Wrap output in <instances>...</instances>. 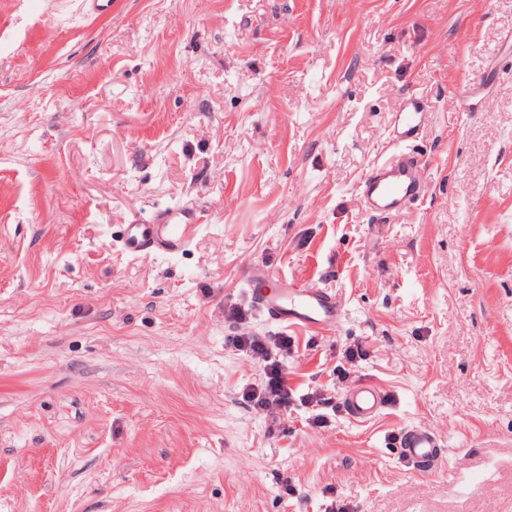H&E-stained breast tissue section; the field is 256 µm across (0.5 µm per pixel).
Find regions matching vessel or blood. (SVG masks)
I'll return each instance as SVG.
<instances>
[{
    "label": "vessel or blood",
    "instance_id": "vessel-or-blood-1",
    "mask_svg": "<svg viewBox=\"0 0 512 512\" xmlns=\"http://www.w3.org/2000/svg\"><path fill=\"white\" fill-rule=\"evenodd\" d=\"M429 110V104L417 95L404 98L390 129V140L397 148L393 160L372 166L360 181L359 198L365 211L385 218L425 196L427 180L420 159L409 145L422 134ZM196 227V215L190 209L160 210L125 225L121 246L136 256L174 255L186 247ZM252 299L272 321L287 328L329 332L341 317L335 295L318 286L292 283L274 291L256 289ZM385 404L384 391L373 383L355 385L342 400L346 414L360 423L374 419ZM397 446L400 458L419 471L432 469L445 453L440 440L421 426L399 434Z\"/></svg>",
    "mask_w": 512,
    "mask_h": 512
}]
</instances>
